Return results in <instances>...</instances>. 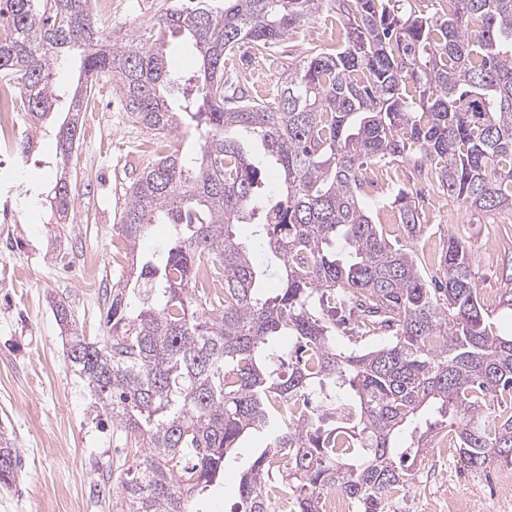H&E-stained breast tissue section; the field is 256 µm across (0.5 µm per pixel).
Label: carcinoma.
Wrapping results in <instances>:
<instances>
[{
	"instance_id": "obj_1",
	"label": "carcinoma",
	"mask_w": 512,
	"mask_h": 512,
	"mask_svg": "<svg viewBox=\"0 0 512 512\" xmlns=\"http://www.w3.org/2000/svg\"><path fill=\"white\" fill-rule=\"evenodd\" d=\"M324 10L344 24L342 48L284 59L267 99L229 90L224 60L239 44L264 57ZM156 26L149 44L112 41L93 0H0V78L17 87L30 127L57 104L54 56L85 49L69 120L51 128L61 164L106 74L157 143L184 114L198 130L194 156L165 148L129 188L119 229L132 267L112 284L105 336L87 339L53 301L71 367L131 450L144 449L135 470L116 466L112 512H201L197 501L256 432L271 443L240 475L243 512H273V488L296 512H321L336 491L354 512H385L446 437L475 470L512 463V338L485 324L467 241L448 233L442 278L430 284L412 244L391 243L361 202L373 168L414 153L419 176L448 197L512 211V0H442L431 16L416 0H189ZM176 33L202 61L184 80L181 113L163 94ZM236 130L260 138L282 192L263 195ZM46 199L66 220V171ZM395 202L407 238H418L409 194ZM154 224L170 225L171 242L147 253ZM239 224L279 261L270 297ZM338 332L388 340L346 353ZM424 412L435 423L422 431ZM19 463L0 430V488L15 485Z\"/></svg>"
}]
</instances>
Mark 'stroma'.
I'll return each instance as SVG.
<instances>
[{
	"mask_svg": "<svg viewBox=\"0 0 512 512\" xmlns=\"http://www.w3.org/2000/svg\"><path fill=\"white\" fill-rule=\"evenodd\" d=\"M109 2L110 10L99 18L102 32L146 41L155 38L157 18L175 0ZM338 31L322 12L265 58L240 45L225 64V77L249 96H264L284 78L283 55L301 60L308 49L329 44ZM153 139L131 122L111 77L103 76L81 115L67 164L77 185L67 223L52 231L43 197L58 173L50 140H39L20 180L0 179V205L10 204L14 211L11 221L0 220V425L12 433L21 459L15 486L0 490V512H112L91 489L113 462L134 460L124 433L99 415L95 392L70 367L51 301L67 302L84 336L104 334L105 290L122 271L112 261V241L128 188L154 160L148 148ZM402 189L426 217L416 250L433 258L449 227L460 229L475 257L491 329L512 336V235L501 232L503 225H512V214L479 213L439 186L422 184L411 154L381 173L375 192L362 199L375 223L393 236L404 234L392 205ZM267 443L259 433L244 442L226 466L223 484L203 502L204 512H237L239 474ZM511 469L497 462L475 470L456 448L428 449L413 485L393 497L387 512H436V501L447 495L467 496L486 512H512V503L495 492L498 476Z\"/></svg>",
	"mask_w": 512,
	"mask_h": 512,
	"instance_id": "35a3bbf8",
	"label": "stroma"
}]
</instances>
